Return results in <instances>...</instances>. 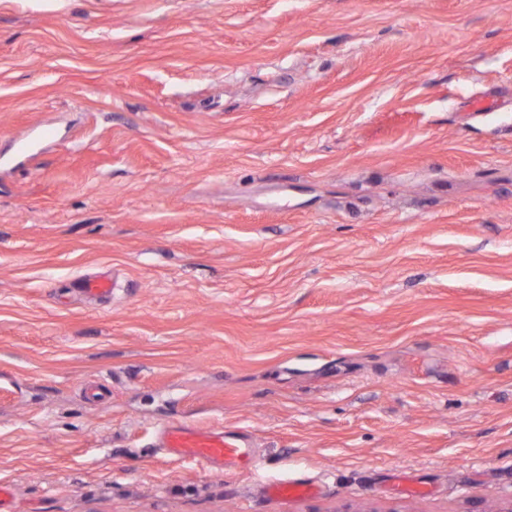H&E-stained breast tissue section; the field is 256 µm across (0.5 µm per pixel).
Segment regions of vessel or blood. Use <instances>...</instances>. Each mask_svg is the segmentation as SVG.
<instances>
[{
  "mask_svg": "<svg viewBox=\"0 0 512 512\" xmlns=\"http://www.w3.org/2000/svg\"><path fill=\"white\" fill-rule=\"evenodd\" d=\"M78 287L83 294L96 298L110 296L114 289L111 277L106 274L83 277ZM161 435L162 446L170 457L194 461L207 471L251 459L250 448L238 438L218 429L174 423L167 425ZM315 489V484L311 482L286 481L266 484L264 492L272 499H287L310 494Z\"/></svg>",
  "mask_w": 512,
  "mask_h": 512,
  "instance_id": "obj_1",
  "label": "vessel or blood"
}]
</instances>
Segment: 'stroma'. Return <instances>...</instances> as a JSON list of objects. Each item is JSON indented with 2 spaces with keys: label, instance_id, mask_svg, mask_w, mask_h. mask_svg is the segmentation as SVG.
<instances>
[{
  "label": "stroma",
  "instance_id": "obj_1",
  "mask_svg": "<svg viewBox=\"0 0 512 512\" xmlns=\"http://www.w3.org/2000/svg\"><path fill=\"white\" fill-rule=\"evenodd\" d=\"M172 421L255 468L167 456ZM1 483L17 512L511 497L512 0H0ZM78 289L89 297H107L112 294V277L106 274L85 276L79 280ZM317 490L312 482L286 481L269 483L264 487L266 496L272 499H288L290 497H301Z\"/></svg>",
  "mask_w": 512,
  "mask_h": 512
}]
</instances>
